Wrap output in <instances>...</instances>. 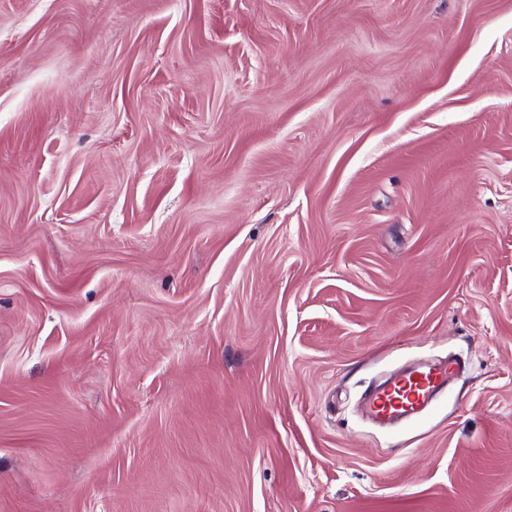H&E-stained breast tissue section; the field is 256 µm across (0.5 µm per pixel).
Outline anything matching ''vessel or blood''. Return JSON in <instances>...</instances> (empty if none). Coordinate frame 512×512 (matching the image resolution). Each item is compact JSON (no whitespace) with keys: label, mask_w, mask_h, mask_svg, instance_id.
<instances>
[{"label":"vessel or blood","mask_w":512,"mask_h":512,"mask_svg":"<svg viewBox=\"0 0 512 512\" xmlns=\"http://www.w3.org/2000/svg\"><path fill=\"white\" fill-rule=\"evenodd\" d=\"M455 371V365L449 362L415 364L374 389L368 398L367 410L381 423L420 415L447 386Z\"/></svg>","instance_id":"obj_1"}]
</instances>
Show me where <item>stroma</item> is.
Here are the masks:
<instances>
[{"mask_svg":"<svg viewBox=\"0 0 512 512\" xmlns=\"http://www.w3.org/2000/svg\"><path fill=\"white\" fill-rule=\"evenodd\" d=\"M0 512H512V0H0ZM456 367L452 363H416L374 389L367 401L370 416L389 423L420 415L437 393L448 385Z\"/></svg>","mask_w":512,"mask_h":512,"instance_id":"1","label":"stroma"}]
</instances>
